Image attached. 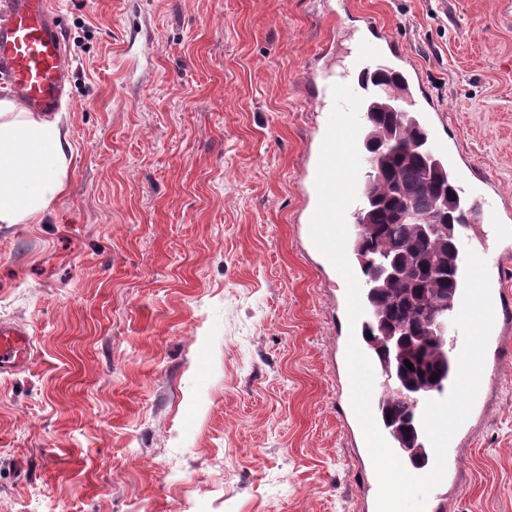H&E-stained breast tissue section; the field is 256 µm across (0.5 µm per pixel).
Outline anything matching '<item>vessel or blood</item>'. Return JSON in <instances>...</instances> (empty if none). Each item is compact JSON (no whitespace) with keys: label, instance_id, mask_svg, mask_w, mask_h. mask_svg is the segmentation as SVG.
<instances>
[{"label":"vessel or blood","instance_id":"vessel-or-blood-1","mask_svg":"<svg viewBox=\"0 0 512 512\" xmlns=\"http://www.w3.org/2000/svg\"><path fill=\"white\" fill-rule=\"evenodd\" d=\"M68 46L65 28L51 6V0H0V83L23 108L32 112L57 111L71 81L67 61ZM358 78H345L352 91L367 85L373 72L390 67L404 86L406 97H413L420 82L416 72L399 45L386 34L359 41L355 49ZM421 122L431 150L441 159H449L448 140L434 121L431 109H423ZM458 185L469 201L478 204L489 223L488 233L493 240L512 244V226L497 221V208L485 190V184L474 181L467 172H460ZM480 255L487 261L490 292L494 310V325L485 357L486 367H498L502 342L512 332V302L504 296L502 271L512 253L502 252L491 257L489 248ZM32 340L17 326L0 323V372L25 368L30 361ZM470 423H463L452 438L446 460L447 472L459 466V450L473 435Z\"/></svg>","mask_w":512,"mask_h":512}]
</instances>
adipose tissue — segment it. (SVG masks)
Here are the masks:
<instances>
[{
    "mask_svg": "<svg viewBox=\"0 0 512 512\" xmlns=\"http://www.w3.org/2000/svg\"><path fill=\"white\" fill-rule=\"evenodd\" d=\"M70 149L57 120L0 98V224L40 220L64 188Z\"/></svg>",
    "mask_w": 512,
    "mask_h": 512,
    "instance_id": "adipose-tissue-1",
    "label": "adipose tissue"
}]
</instances>
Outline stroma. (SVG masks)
I'll return each instance as SVG.
<instances>
[{
	"label": "stroma",
	"mask_w": 512,
	"mask_h": 512,
	"mask_svg": "<svg viewBox=\"0 0 512 512\" xmlns=\"http://www.w3.org/2000/svg\"><path fill=\"white\" fill-rule=\"evenodd\" d=\"M65 189L0 224V512H365L343 279L304 232L321 89L380 22L512 203V0H52ZM445 512H512V338ZM32 340L17 326L0 323V372H14L25 368L30 361Z\"/></svg>",
	"instance_id": "obj_1"
}]
</instances>
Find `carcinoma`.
Listing matches in <instances>:
<instances>
[{"instance_id": "cac0c4a2", "label": "carcinoma", "mask_w": 512, "mask_h": 512, "mask_svg": "<svg viewBox=\"0 0 512 512\" xmlns=\"http://www.w3.org/2000/svg\"><path fill=\"white\" fill-rule=\"evenodd\" d=\"M374 83L401 93L398 77L389 69L378 71ZM362 106L366 118L362 143L366 148L374 146L375 157V172L364 176L354 212L353 253L366 277L364 342L381 362L385 336L393 330L406 332L410 340L398 353L399 361L413 364L411 369L401 365L406 383L442 391L453 380V360L445 343L424 333L420 301L451 299L459 289L463 268L456 238L458 227L469 216L467 203L448 164L428 150L415 113L395 111L386 97L372 92ZM405 198L422 216L440 225V231L426 235L420 225L403 222L400 209ZM381 252L410 259V273L394 280L371 277L366 258ZM433 375L437 380H431ZM378 411L384 427H389L391 419L408 421L413 425L408 438H421L417 406L385 394Z\"/></svg>"}]
</instances>
